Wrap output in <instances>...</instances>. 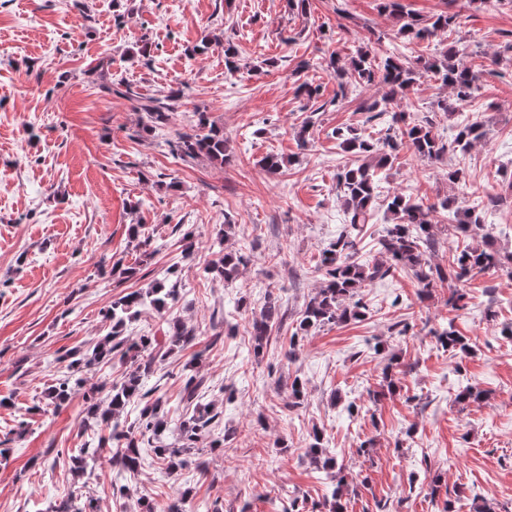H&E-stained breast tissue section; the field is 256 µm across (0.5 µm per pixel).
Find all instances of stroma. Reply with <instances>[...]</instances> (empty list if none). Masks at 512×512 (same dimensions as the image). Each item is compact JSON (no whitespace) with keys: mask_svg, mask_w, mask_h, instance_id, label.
I'll use <instances>...</instances> for the list:
<instances>
[{"mask_svg":"<svg viewBox=\"0 0 512 512\" xmlns=\"http://www.w3.org/2000/svg\"><path fill=\"white\" fill-rule=\"evenodd\" d=\"M379 3L310 0L300 13L288 0H0V400H9L0 403V512H34L71 496L92 497L99 512H141L142 497L154 512L174 502L199 512L204 500L219 512H281L292 498L305 512H324L336 479L308 454L317 429L344 467L348 512H442L459 492L461 512L480 501L512 512V339L501 333L512 322L511 274L473 277L459 309L447 284L426 297L409 274L392 271L362 288L364 320L312 330L295 357L286 355L319 286V257L345 225L336 173L351 156L335 130L363 126L362 107L379 93L351 87L337 98L328 60L349 58L376 34L398 44L400 60L435 53L430 42L397 43ZM402 3L425 19L459 13L450 39L466 45L481 90L447 116L435 105L444 87L424 72L401 109L432 116L446 140L475 119H489L490 131L467 154L427 162L403 150L380 170L379 202L359 233L357 259L381 258L383 198L402 192L436 204L450 194L448 172L458 167L466 173L464 204L482 206L498 247L512 252V0ZM211 31L221 43L189 57ZM143 39L153 46L151 61L126 60ZM228 43L238 51L234 75L224 65ZM258 63L263 71L252 72ZM104 66L147 97L182 89L163 133L139 135L142 112L102 91ZM305 81L321 88L323 108L314 115L296 91ZM199 108L223 128L228 163L169 154L166 137L189 130ZM308 118L303 148L295 131ZM269 153L288 160L279 174L259 165ZM495 195L504 203L488 206ZM228 219L229 247L251 257L230 283L204 272L216 259L209 241ZM137 223L163 251L145 254L131 240ZM117 263L136 266V276L114 278ZM167 270L178 281L177 302L165 316L141 312L126 333L162 336L170 315L195 338L155 364L143 386L179 418L184 368L197 363L224 445L191 449L173 475L146 461L123 476L128 496L116 497L107 457L78 477L57 454L85 440L82 395L57 410L37 404L66 372L58 355L108 332L103 308ZM270 293L284 316L258 355L248 323ZM448 326L465 337L467 351L438 348L434 333ZM388 367L399 380L392 394L383 385ZM296 378L306 396L293 407L288 386ZM468 386L483 400L456 402ZM351 404L358 417L349 416Z\"/></svg>","mask_w":512,"mask_h":512,"instance_id":"35a3bbf8","label":"stroma"}]
</instances>
